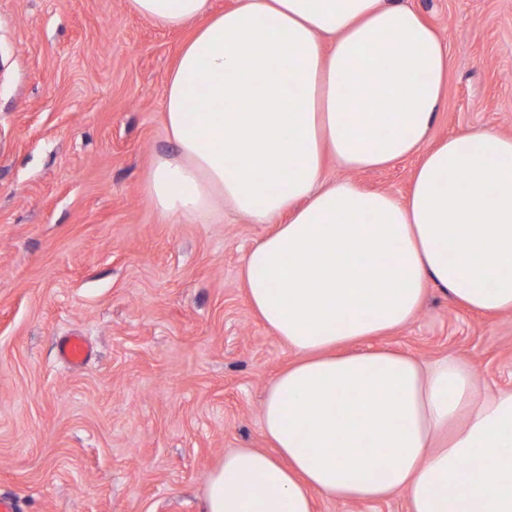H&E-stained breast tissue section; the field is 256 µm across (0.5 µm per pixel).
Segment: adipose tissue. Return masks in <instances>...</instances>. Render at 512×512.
<instances>
[{"instance_id":"ef3b65f1","label":"adipose tissue","mask_w":512,"mask_h":512,"mask_svg":"<svg viewBox=\"0 0 512 512\" xmlns=\"http://www.w3.org/2000/svg\"><path fill=\"white\" fill-rule=\"evenodd\" d=\"M193 25L165 85L175 157L148 176L153 205L196 220L227 206L272 225L241 275L260 320L297 358L261 410L277 455L238 448L211 472L204 512H314L316 496L409 512H512V390L480 393L467 365L425 366L358 342L406 326L430 286L466 308L512 311V136L430 143L449 55L393 0H130ZM387 109L367 111L373 99ZM420 161L405 198L346 170Z\"/></svg>"}]
</instances>
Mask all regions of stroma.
<instances>
[{
	"instance_id": "1",
	"label": "stroma",
	"mask_w": 512,
	"mask_h": 512,
	"mask_svg": "<svg viewBox=\"0 0 512 512\" xmlns=\"http://www.w3.org/2000/svg\"><path fill=\"white\" fill-rule=\"evenodd\" d=\"M402 2L449 52L432 140L512 136V0ZM193 31L129 0H0V496L18 512H203L225 452L268 446L263 394L296 354L251 309L241 267L271 227L229 210L178 221L147 192L174 153L163 91ZM418 162L324 175L403 198ZM71 334L92 346L80 367L58 357ZM369 345L512 388V311L436 288Z\"/></svg>"
}]
</instances>
